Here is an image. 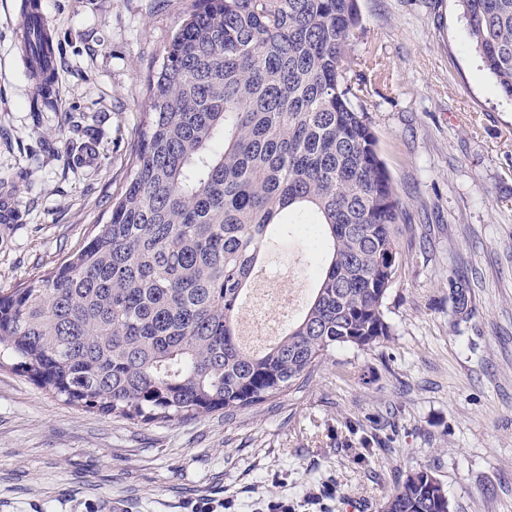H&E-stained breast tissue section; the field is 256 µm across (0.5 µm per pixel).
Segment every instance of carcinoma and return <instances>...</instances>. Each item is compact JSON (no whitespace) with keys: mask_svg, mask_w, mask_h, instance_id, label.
I'll list each match as a JSON object with an SVG mask.
<instances>
[{"mask_svg":"<svg viewBox=\"0 0 512 512\" xmlns=\"http://www.w3.org/2000/svg\"><path fill=\"white\" fill-rule=\"evenodd\" d=\"M467 38L512 99V0H458ZM357 0H193L160 66L125 191L55 270L0 294V360L70 405L173 423L258 407L338 346L393 327L384 303L411 231L345 57ZM42 54L49 39L29 26ZM321 229L300 261L313 296L273 346L246 350L236 312L272 236ZM381 512H455L414 469Z\"/></svg>","mask_w":512,"mask_h":512,"instance_id":"carcinoma-1","label":"carcinoma"}]
</instances>
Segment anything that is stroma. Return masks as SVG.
<instances>
[{"instance_id":"35a3bbf8","label":"stroma","mask_w":512,"mask_h":512,"mask_svg":"<svg viewBox=\"0 0 512 512\" xmlns=\"http://www.w3.org/2000/svg\"><path fill=\"white\" fill-rule=\"evenodd\" d=\"M191 0H42L59 94L33 111L18 0H0V293L52 271L106 223L130 174L144 81ZM366 107L412 216L388 340L336 348L302 389L224 416L117 420L0 367V512H378L431 470L457 512H512V100L457 0H358ZM91 145L97 161L84 164ZM298 246L254 287L311 298ZM470 289L454 324L448 282Z\"/></svg>"}]
</instances>
